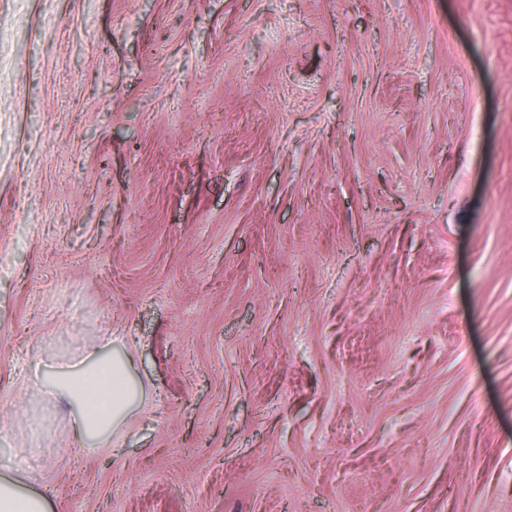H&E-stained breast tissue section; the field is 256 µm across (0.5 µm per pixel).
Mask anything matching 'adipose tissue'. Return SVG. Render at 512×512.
<instances>
[{
    "label": "adipose tissue",
    "mask_w": 512,
    "mask_h": 512,
    "mask_svg": "<svg viewBox=\"0 0 512 512\" xmlns=\"http://www.w3.org/2000/svg\"><path fill=\"white\" fill-rule=\"evenodd\" d=\"M44 389L71 406L74 438L89 454L118 435L144 394L133 384L127 361L105 356L96 344L88 345L76 362L57 366ZM0 512H48V501L17 468L0 464Z\"/></svg>",
    "instance_id": "1"
}]
</instances>
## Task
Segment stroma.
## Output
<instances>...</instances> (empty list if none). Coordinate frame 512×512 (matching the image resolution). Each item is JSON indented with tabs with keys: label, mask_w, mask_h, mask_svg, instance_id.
Wrapping results in <instances>:
<instances>
[{
	"label": "stroma",
	"mask_w": 512,
	"mask_h": 512,
	"mask_svg": "<svg viewBox=\"0 0 512 512\" xmlns=\"http://www.w3.org/2000/svg\"><path fill=\"white\" fill-rule=\"evenodd\" d=\"M110 336L87 455L21 380ZM0 458L51 512H512V0H0Z\"/></svg>",
	"instance_id": "stroma-1"
}]
</instances>
